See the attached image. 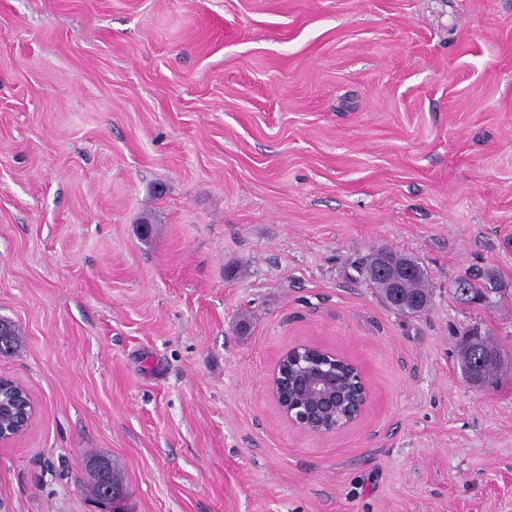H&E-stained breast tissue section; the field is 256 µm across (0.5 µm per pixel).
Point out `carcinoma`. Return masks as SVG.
Returning a JSON list of instances; mask_svg holds the SVG:
<instances>
[{
	"mask_svg": "<svg viewBox=\"0 0 512 512\" xmlns=\"http://www.w3.org/2000/svg\"><path fill=\"white\" fill-rule=\"evenodd\" d=\"M384 256L394 262L407 261L411 266V272L404 275L399 284L394 287L379 274L376 258L372 257L364 266L366 279L380 291L389 307L404 314L419 313V310L414 308L413 304L428 305L431 302L427 271L417 259L391 249H384ZM19 346L18 330L11 323H4V331L0 333V354H12ZM459 351L462 370L465 371L473 366L482 376L485 384L491 387L497 385L499 362L495 355L499 354L500 350L488 335H482L479 349L467 348L464 346V342L461 341L459 342ZM87 469L92 479L91 494L93 502L97 506H102L100 493L103 487L109 486L115 490H123L121 476L112 464V459L101 455H92L87 460Z\"/></svg>",
	"mask_w": 512,
	"mask_h": 512,
	"instance_id": "carcinoma-1",
	"label": "carcinoma"
}]
</instances>
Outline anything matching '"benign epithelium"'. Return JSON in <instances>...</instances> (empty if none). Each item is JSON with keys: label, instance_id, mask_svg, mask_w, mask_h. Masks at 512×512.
<instances>
[{"label": "benign epithelium", "instance_id": "1", "mask_svg": "<svg viewBox=\"0 0 512 512\" xmlns=\"http://www.w3.org/2000/svg\"><path fill=\"white\" fill-rule=\"evenodd\" d=\"M335 360L304 344L285 349L268 379V392L281 415L293 426L314 435H327L357 422L370 400L371 392L361 378L353 379L360 395L348 382L336 377ZM0 393V445L8 443L30 424L34 407L17 412V399H29L27 391L14 381Z\"/></svg>", "mask_w": 512, "mask_h": 512}]
</instances>
